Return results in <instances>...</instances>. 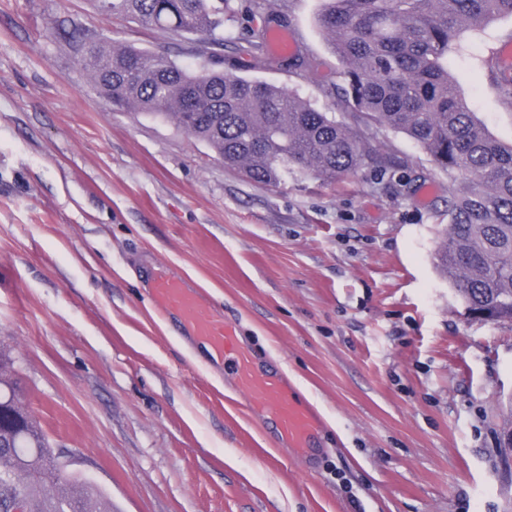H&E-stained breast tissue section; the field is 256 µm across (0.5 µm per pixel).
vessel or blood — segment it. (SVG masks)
Masks as SVG:
<instances>
[{
  "instance_id": "obj_1",
  "label": "vessel or blood",
  "mask_w": 512,
  "mask_h": 512,
  "mask_svg": "<svg viewBox=\"0 0 512 512\" xmlns=\"http://www.w3.org/2000/svg\"><path fill=\"white\" fill-rule=\"evenodd\" d=\"M151 297L161 311L177 316L213 360L224 362L237 391L267 415L289 449L300 457L308 455L322 427L319 416L312 406L292 397L282 378L257 366L253 353L242 345L236 324L216 316L181 277L165 270L153 280Z\"/></svg>"
}]
</instances>
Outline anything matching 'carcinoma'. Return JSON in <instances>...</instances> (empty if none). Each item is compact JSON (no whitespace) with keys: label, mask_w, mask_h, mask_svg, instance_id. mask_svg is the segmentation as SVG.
Segmentation results:
<instances>
[{"label":"carcinoma","mask_w":512,"mask_h":512,"mask_svg":"<svg viewBox=\"0 0 512 512\" xmlns=\"http://www.w3.org/2000/svg\"><path fill=\"white\" fill-rule=\"evenodd\" d=\"M98 9L173 32L214 35L246 13L254 21L239 51L259 57L270 13L259 0H94ZM512 16V0H323L318 25L341 60L339 100L368 125L408 135L452 185L437 266L466 310L512 322V144L504 145L470 112L448 74L460 33ZM112 106L172 120L251 180L277 183L294 169L335 180L369 158L366 133L353 130L289 88L222 69L199 73L163 54L101 40L85 64ZM52 446L31 419L21 447L0 449V504L16 491L33 512H112L88 483L46 471ZM20 467L37 483L16 489Z\"/></svg>","instance_id":"carcinoma-1"}]
</instances>
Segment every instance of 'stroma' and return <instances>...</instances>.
I'll use <instances>...</instances> for the list:
<instances>
[{"mask_svg": "<svg viewBox=\"0 0 512 512\" xmlns=\"http://www.w3.org/2000/svg\"><path fill=\"white\" fill-rule=\"evenodd\" d=\"M321 7L267 4L304 62L295 74L271 48L240 55L244 16L210 37L91 0H0V349L54 450L73 452L71 475L112 512H512V458L497 449L512 322L470 319L435 266L447 175L382 130L356 175L259 184L173 122L114 110L81 64L102 39L192 71L215 57L365 129L326 94L342 64ZM508 42L504 16L448 55L470 110L506 144ZM169 267L318 411L314 460L156 307L150 280Z\"/></svg>", "mask_w": 512, "mask_h": 512, "instance_id": "35a3bbf8", "label": "stroma"}]
</instances>
